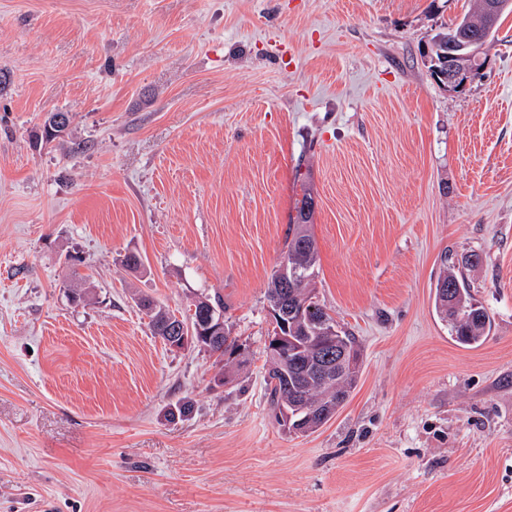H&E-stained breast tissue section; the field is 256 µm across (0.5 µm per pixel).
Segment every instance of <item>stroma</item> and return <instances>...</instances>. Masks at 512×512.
<instances>
[{
	"label": "stroma",
	"mask_w": 512,
	"mask_h": 512,
	"mask_svg": "<svg viewBox=\"0 0 512 512\" xmlns=\"http://www.w3.org/2000/svg\"><path fill=\"white\" fill-rule=\"evenodd\" d=\"M467 7L0 0V512H512V14L458 90L423 58ZM307 190L362 367L302 435L264 375ZM444 253L481 256L479 348L435 314ZM139 294L221 298L235 352L169 349Z\"/></svg>",
	"instance_id": "35a3bbf8"
}]
</instances>
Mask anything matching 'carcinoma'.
<instances>
[{
  "label": "carcinoma",
  "instance_id": "cac0c4a2",
  "mask_svg": "<svg viewBox=\"0 0 512 512\" xmlns=\"http://www.w3.org/2000/svg\"><path fill=\"white\" fill-rule=\"evenodd\" d=\"M469 9L459 23L445 27L435 34L444 39L453 35L465 36L477 26L493 0H468ZM457 68L472 74L482 66L477 55L466 51L454 58ZM314 199L311 193L303 195L297 210L296 224L288 232L283 260L292 267L301 269L303 279L299 282V293L306 307L302 309L301 321L318 326L324 322L333 324L335 320L324 308L313 300L311 283L315 278L318 262V248L310 232L313 223ZM139 306L146 311L155 335L168 340L167 330L174 326L173 312L156 304L144 296L139 298ZM434 308L437 315L450 326L451 336L463 348H476L482 345L490 329V315L487 309L477 303L471 294L464 275L456 266L446 265L437 279L434 292ZM342 337L349 344L353 364L336 363V339ZM361 348L355 337L342 331L334 336H293L288 342V356L281 361L274 355L268 357V370L265 390L273 411L277 414L286 408L293 413V420L299 416L295 412L305 406L321 405L327 413L307 426H300L303 433L311 432L328 422L344 404L356 387L361 369Z\"/></svg>",
  "mask_w": 512,
  "mask_h": 512
}]
</instances>
